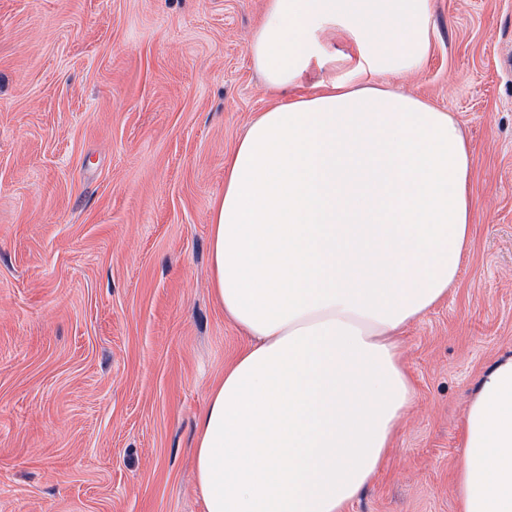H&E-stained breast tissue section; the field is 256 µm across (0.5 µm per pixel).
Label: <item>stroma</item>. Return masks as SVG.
<instances>
[{
	"mask_svg": "<svg viewBox=\"0 0 512 512\" xmlns=\"http://www.w3.org/2000/svg\"><path fill=\"white\" fill-rule=\"evenodd\" d=\"M265 0H0V512H204L195 423L248 344L210 290L224 159L274 101ZM391 79L471 149L472 234L402 333L415 400L347 512H459L461 426L512 355V0H433Z\"/></svg>",
	"mask_w": 512,
	"mask_h": 512,
	"instance_id": "1",
	"label": "stroma"
}]
</instances>
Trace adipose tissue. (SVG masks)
<instances>
[{"label":"adipose tissue","mask_w":512,"mask_h":512,"mask_svg":"<svg viewBox=\"0 0 512 512\" xmlns=\"http://www.w3.org/2000/svg\"><path fill=\"white\" fill-rule=\"evenodd\" d=\"M432 0H266L248 45L287 94L251 122L210 213V288L249 343L196 423L204 512H346L414 401L401 332L454 287L471 151L392 90L432 49ZM460 512H512V356L465 411Z\"/></svg>","instance_id":"adipose-tissue-1"}]
</instances>
